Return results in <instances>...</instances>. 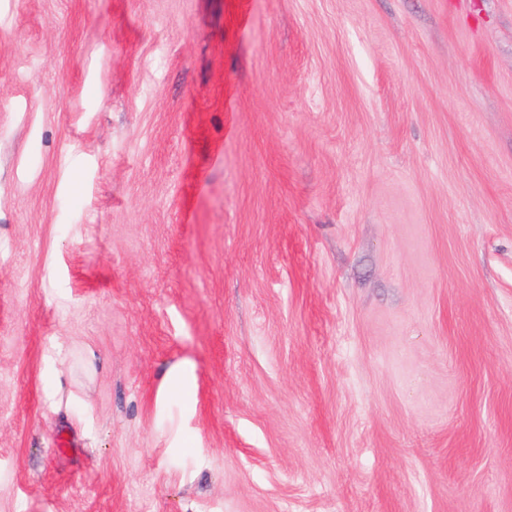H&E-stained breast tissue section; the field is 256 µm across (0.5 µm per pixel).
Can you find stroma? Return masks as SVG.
Segmentation results:
<instances>
[{
    "label": "stroma",
    "mask_w": 512,
    "mask_h": 512,
    "mask_svg": "<svg viewBox=\"0 0 512 512\" xmlns=\"http://www.w3.org/2000/svg\"><path fill=\"white\" fill-rule=\"evenodd\" d=\"M0 512H512V0H0ZM193 369L188 362L178 363L172 366L166 376L162 397L173 398V393L180 395L183 400H190L193 385Z\"/></svg>",
    "instance_id": "1"
}]
</instances>
